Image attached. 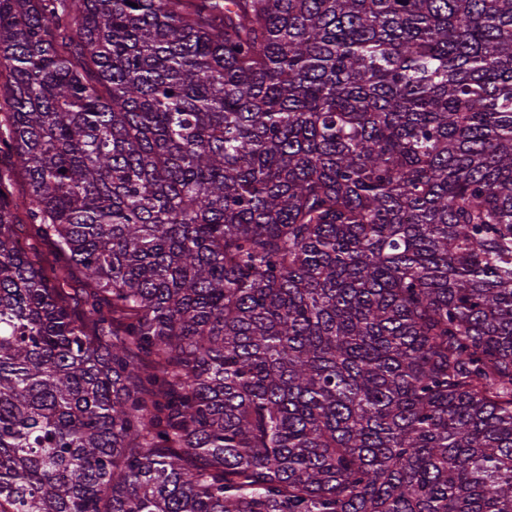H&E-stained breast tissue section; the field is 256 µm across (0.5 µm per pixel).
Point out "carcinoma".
I'll return each instance as SVG.
<instances>
[{
    "label": "carcinoma",
    "mask_w": 512,
    "mask_h": 512,
    "mask_svg": "<svg viewBox=\"0 0 512 512\" xmlns=\"http://www.w3.org/2000/svg\"><path fill=\"white\" fill-rule=\"evenodd\" d=\"M2 71L0 512H512V0H0ZM15 224L17 228L19 229L20 233L25 231L27 233V245L25 248L28 247L29 244L35 248L37 253L46 261H52L54 258V247L51 242L49 241H42V240H31L29 237V224L27 216L24 212L19 211L15 214Z\"/></svg>",
    "instance_id": "carcinoma-1"
}]
</instances>
